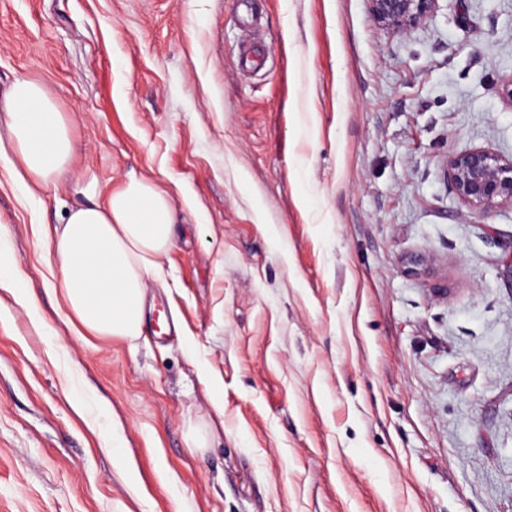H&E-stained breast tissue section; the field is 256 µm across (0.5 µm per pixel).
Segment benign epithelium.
<instances>
[{
  "label": "benign epithelium",
  "mask_w": 512,
  "mask_h": 512,
  "mask_svg": "<svg viewBox=\"0 0 512 512\" xmlns=\"http://www.w3.org/2000/svg\"><path fill=\"white\" fill-rule=\"evenodd\" d=\"M437 0H370L373 17L396 31L425 19ZM454 193L484 212L502 202L512 204V159L504 160L485 148H472L450 158L446 167Z\"/></svg>",
  "instance_id": "obj_1"
}]
</instances>
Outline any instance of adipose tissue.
<instances>
[{"instance_id": "adipose-tissue-1", "label": "adipose tissue", "mask_w": 512, "mask_h": 512, "mask_svg": "<svg viewBox=\"0 0 512 512\" xmlns=\"http://www.w3.org/2000/svg\"><path fill=\"white\" fill-rule=\"evenodd\" d=\"M75 153L70 120L53 90L33 78L0 89V161L34 196L68 173ZM71 210L62 229L43 228L57 287L83 330L134 340L143 334L145 281L175 244V212L156 182L135 175Z\"/></svg>"}]
</instances>
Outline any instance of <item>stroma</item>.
I'll list each match as a JSON object with an SVG mask.
<instances>
[{
    "label": "stroma",
    "instance_id": "obj_1",
    "mask_svg": "<svg viewBox=\"0 0 512 512\" xmlns=\"http://www.w3.org/2000/svg\"><path fill=\"white\" fill-rule=\"evenodd\" d=\"M370 7L0 0V87L76 141L35 199L0 162V512H512V205L445 177L512 158V0ZM131 173L176 244L143 335L84 338L40 227ZM373 17L396 31L425 19L437 0H369ZM446 174L458 198L479 212L502 202L512 205V159L472 148L450 158Z\"/></svg>",
    "mask_w": 512,
    "mask_h": 512
}]
</instances>
